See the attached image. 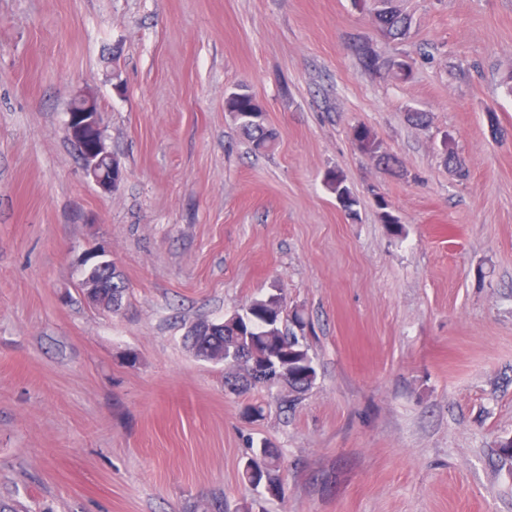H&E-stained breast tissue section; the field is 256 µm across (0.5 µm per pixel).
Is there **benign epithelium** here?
Segmentation results:
<instances>
[{"mask_svg":"<svg viewBox=\"0 0 512 512\" xmlns=\"http://www.w3.org/2000/svg\"><path fill=\"white\" fill-rule=\"evenodd\" d=\"M81 121L69 127V136L81 149L84 173L104 192L115 188L112 168L117 164L109 150L99 122V113L82 112Z\"/></svg>","mask_w":512,"mask_h":512,"instance_id":"obj_1","label":"benign epithelium"}]
</instances>
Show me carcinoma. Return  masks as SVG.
Segmentation results:
<instances>
[{
  "instance_id": "cac0c4a2",
  "label": "carcinoma",
  "mask_w": 512,
  "mask_h": 512,
  "mask_svg": "<svg viewBox=\"0 0 512 512\" xmlns=\"http://www.w3.org/2000/svg\"><path fill=\"white\" fill-rule=\"evenodd\" d=\"M377 20L385 34L406 33L407 20L389 6L378 11ZM356 51L365 70H381V58L370 44L360 43ZM224 109L247 135L253 151L264 153L274 148L277 133L266 126L263 108L247 86L240 85L229 92L224 99ZM355 140L359 149L374 157L382 169L390 170L395 165V159L381 151L380 142L370 128L358 127ZM329 186L348 215H356L358 200L343 179L336 176ZM127 288V282L119 274L99 277L96 296L108 306L123 301ZM281 314L280 298L268 296L252 301L242 311L222 321L201 320L192 324L186 341L194 355L206 361L220 354L226 359L239 353L247 355L254 365L245 369V374L238 376L232 385L246 390L284 385L293 394L283 399V405L287 406L314 385L317 373L307 346L282 324ZM281 467L278 452L263 445L252 451L245 461L243 480L251 487H264L273 496L280 495L283 493Z\"/></svg>"
}]
</instances>
